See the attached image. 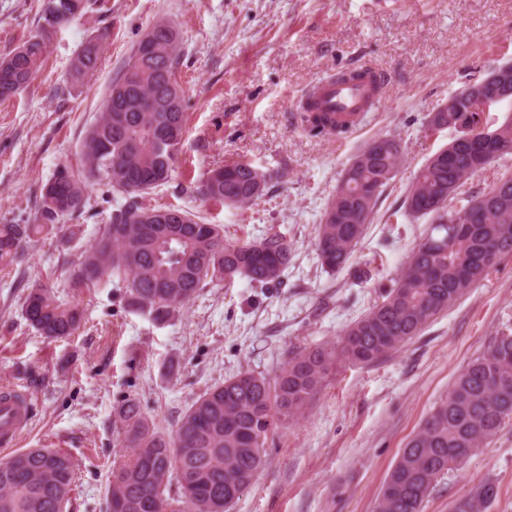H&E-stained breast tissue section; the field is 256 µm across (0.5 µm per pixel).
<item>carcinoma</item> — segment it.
Returning <instances> with one entry per match:
<instances>
[{
    "label": "carcinoma",
    "instance_id": "obj_1",
    "mask_svg": "<svg viewBox=\"0 0 512 512\" xmlns=\"http://www.w3.org/2000/svg\"><path fill=\"white\" fill-rule=\"evenodd\" d=\"M86 0H42L40 32L0 56V99L22 92L42 67L52 30L81 16ZM141 39L112 83L103 112L87 131L81 171L61 167L42 187L32 224H0V266L18 259L23 244L59 231V220L82 210L87 188L105 183L124 198L93 245L70 273L76 288L112 277L125 289L128 307L165 323L188 305L207 282L246 278L261 286L277 282L288 268L293 244L278 233L261 240H231L216 224L176 206L147 207L140 198L171 178L183 141L185 112L179 85L171 80L179 36L169 23ZM96 41L71 63L73 82L95 71ZM512 102V82L498 87L472 113L469 137H457L430 156L407 188L405 211L428 217L431 228L411 251L396 281L373 308L329 349L292 354L274 377L243 372L203 392L186 409L173 434L158 431L128 399L118 422L126 459L112 468L109 512H231L264 464L265 446L282 424L297 420L338 362L370 365L400 350L438 315L512 255V176L468 201L460 189L512 154V121L488 129L487 108ZM309 131L335 126L325 112L301 116ZM428 130L456 128L455 113L430 112ZM404 162L401 143L369 142L343 170L328 203L317 241L322 266L372 278L369 265L351 258L372 223L374 209ZM273 173L250 162L206 172L196 194L242 207L259 199ZM22 314L41 336L76 332L83 309L57 298L53 286L26 287ZM512 420V335L498 336L454 379L448 395L429 413L402 449L378 495L375 512H423L435 480L489 443ZM75 463L58 448H28L0 460V512H64ZM496 494L481 483L454 512H483Z\"/></svg>",
    "mask_w": 512,
    "mask_h": 512
}]
</instances>
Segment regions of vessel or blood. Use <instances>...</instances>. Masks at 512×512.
<instances>
[{"label":"vessel or blood","instance_id":"obj_1","mask_svg":"<svg viewBox=\"0 0 512 512\" xmlns=\"http://www.w3.org/2000/svg\"><path fill=\"white\" fill-rule=\"evenodd\" d=\"M374 85L371 78L355 84L320 81L312 97L314 109L330 113L337 122H351L355 114L377 110L379 101ZM30 418L31 408L22 393L14 390L0 392V449L13 450Z\"/></svg>","mask_w":512,"mask_h":512}]
</instances>
